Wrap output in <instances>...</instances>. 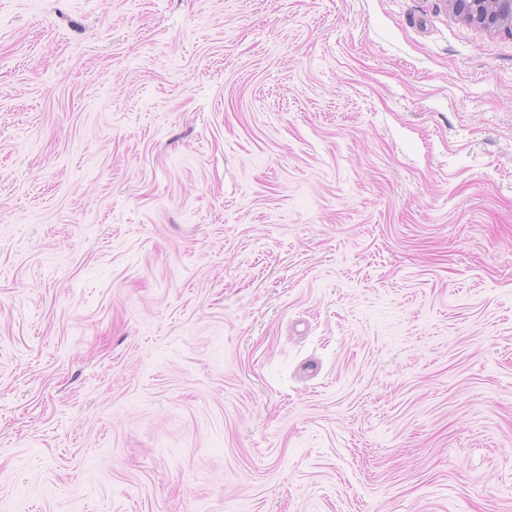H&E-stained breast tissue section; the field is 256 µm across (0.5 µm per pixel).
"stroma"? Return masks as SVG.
Here are the masks:
<instances>
[{
    "label": "stroma",
    "mask_w": 512,
    "mask_h": 512,
    "mask_svg": "<svg viewBox=\"0 0 512 512\" xmlns=\"http://www.w3.org/2000/svg\"><path fill=\"white\" fill-rule=\"evenodd\" d=\"M0 512H512V36L0 0Z\"/></svg>",
    "instance_id": "stroma-1"
}]
</instances>
